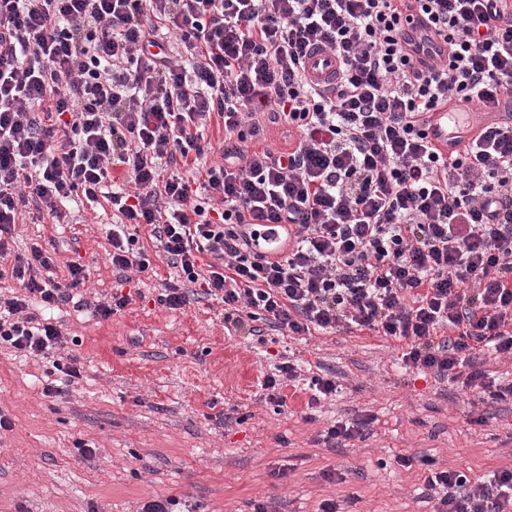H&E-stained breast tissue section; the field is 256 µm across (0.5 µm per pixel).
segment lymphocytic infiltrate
I'll return each mask as SVG.
<instances>
[{"label": "lymphocytic infiltrate", "instance_id": "f902f5d3", "mask_svg": "<svg viewBox=\"0 0 512 512\" xmlns=\"http://www.w3.org/2000/svg\"><path fill=\"white\" fill-rule=\"evenodd\" d=\"M413 15L446 45L433 61L400 30ZM317 48L338 62L330 93L306 75ZM511 92L512 0H0V346L61 345L38 312L72 301L83 265L5 236L26 206L58 223L80 195L112 207L113 269H149V230L176 270L167 308L198 291L230 336L260 319L374 333L409 369L511 403L486 363L512 359V124L479 120L449 158L424 130L436 106ZM271 124L295 146L266 145ZM261 224L285 227L274 255L252 249ZM423 481L434 512H512L511 466L474 483L429 459Z\"/></svg>", "mask_w": 512, "mask_h": 512}]
</instances>
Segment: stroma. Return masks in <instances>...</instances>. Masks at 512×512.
<instances>
[{
    "instance_id": "1",
    "label": "stroma",
    "mask_w": 512,
    "mask_h": 512,
    "mask_svg": "<svg viewBox=\"0 0 512 512\" xmlns=\"http://www.w3.org/2000/svg\"><path fill=\"white\" fill-rule=\"evenodd\" d=\"M111 214L69 205L67 223L32 214L16 225L12 252L39 243L56 264L79 260L78 302L51 312L68 339L53 358L0 348V512H138L154 495L179 512H252L274 500L282 512H432L417 470L396 455L428 457L478 478L512 466V403H475L457 384L404 368L396 342L367 333L256 336L224 332V306L198 298L171 310L159 301L171 269L150 250L151 271L127 289L139 297L103 320L84 302L119 287L107 256ZM309 373L336 376L338 392L308 407L306 384L285 386L283 404L262 383L280 356ZM77 358L81 377L65 395L42 392L53 360ZM486 424L470 423L471 411ZM372 414L368 435L330 448V425ZM339 473L336 481L328 473Z\"/></svg>"
}]
</instances>
